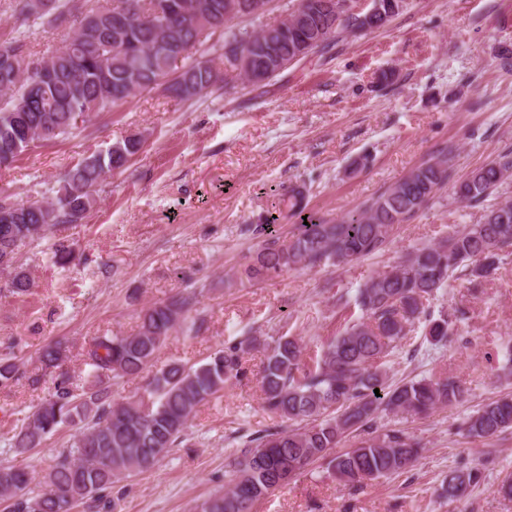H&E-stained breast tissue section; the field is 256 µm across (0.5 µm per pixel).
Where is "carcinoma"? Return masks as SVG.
Here are the masks:
<instances>
[{"label":"carcinoma","instance_id":"1","mask_svg":"<svg viewBox=\"0 0 512 512\" xmlns=\"http://www.w3.org/2000/svg\"><path fill=\"white\" fill-rule=\"evenodd\" d=\"M167 1L174 7L166 25L140 17ZM11 2L14 12L32 27L72 23L76 28L70 42L36 63L27 54V32L0 40L1 167L39 142L69 134L92 113L154 89L156 81L177 66L183 81L193 87L191 93L178 83L167 88L180 100L201 95L232 73L243 75L233 58L245 47L249 32L224 21L225 0H97L99 6L91 8L86 0H39V7L34 0ZM323 2L297 0L286 9L281 25L288 33L277 39V56L291 59L307 42L310 53L325 50L337 32L357 28L351 17L335 24L330 13L320 9ZM218 30L224 48L222 71L202 49ZM140 146V139L130 138L83 157L64 172L49 201L27 207L0 198V237L16 248L45 237L59 224L83 220L96 205L94 187L106 174L124 168ZM511 174L512 153L500 154L457 183V199L482 203ZM447 181L448 157L442 151L338 223L308 215L287 242L268 232L247 275L258 280L285 269L345 264L378 253L388 244L394 225L412 216ZM510 246L512 201H505L489 207L482 222L444 242L418 248L394 269L370 277L355 297L361 320L330 341L312 363L303 361L301 345L292 336L267 345L261 374L263 409L286 425L252 434L230 464L224 489L205 499L197 512H254L261 498L323 459L336 479L348 485L402 474L415 466L423 452L421 440L400 430L377 432L378 414L427 415L463 401L466 389L436 374L392 384L383 359L407 327L426 314V302L445 288L458 268H468L476 279L489 276L500 253ZM74 253L66 239L52 244V259L60 266L70 264ZM30 287L27 274L18 271L0 293L23 297ZM196 299L191 291L144 309L134 334L104 332L92 337L81 353L89 367L84 376L64 368L65 356L55 345L42 349L35 371L15 356L0 355V393L11 391L22 378L32 386L48 379L52 383L48 398L21 424L0 434L15 456L42 447L61 425L81 423L70 447L58 452L43 476L44 490H31L33 476L27 466L0 464V501L9 512H71L81 504L111 512L115 504L105 492L115 482L151 469L187 440L188 423L197 409L243 375L244 356L256 348V337L230 342L196 367L167 365L134 401H114L112 380L144 371L180 325L188 322L189 330H200L197 321H188ZM426 338L433 345L448 341V315L429 320ZM290 422L295 427L288 426ZM510 428L511 395L482 405L464 425L468 435L479 438ZM358 430L363 438L356 447L330 456L345 434ZM481 479L475 466L451 470L441 484V496L459 499Z\"/></svg>","mask_w":512,"mask_h":512}]
</instances>
